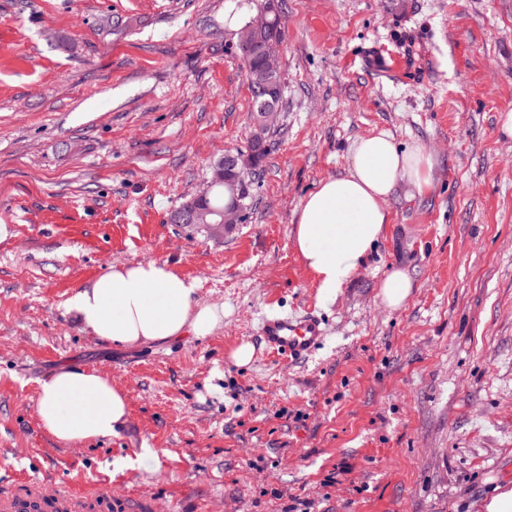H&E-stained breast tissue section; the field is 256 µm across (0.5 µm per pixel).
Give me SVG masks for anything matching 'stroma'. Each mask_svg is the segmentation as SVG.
Segmentation results:
<instances>
[{
	"mask_svg": "<svg viewBox=\"0 0 512 512\" xmlns=\"http://www.w3.org/2000/svg\"><path fill=\"white\" fill-rule=\"evenodd\" d=\"M234 5L0 0V481L143 512H486L512 490V0H278L280 121L246 221L210 236L170 217L256 133L227 23L261 0ZM379 130L432 155V187L388 198L382 238L327 300L294 249L297 214ZM147 260L223 308L212 335L117 347L69 308ZM395 269L412 288L393 309ZM304 309L321 343L267 356L261 322ZM64 366L123 392L116 436L41 426L40 384ZM380 288L383 301L389 307L397 308L405 302L410 293L411 279L405 271L395 269L387 274Z\"/></svg>",
	"mask_w": 512,
	"mask_h": 512,
	"instance_id": "stroma-1",
	"label": "stroma"
}]
</instances>
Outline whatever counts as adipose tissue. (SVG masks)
<instances>
[{"label":"adipose tissue","instance_id":"obj_1","mask_svg":"<svg viewBox=\"0 0 512 512\" xmlns=\"http://www.w3.org/2000/svg\"><path fill=\"white\" fill-rule=\"evenodd\" d=\"M434 161L422 145H398L386 131L356 141L343 176L322 180L300 205L293 245L321 296H335L373 251L389 222L386 200L400 185L424 194ZM196 282L168 263H130L78 289L69 306L94 336L135 346L192 334L211 335L224 312L195 300ZM128 412L124 394L90 369L62 368L40 385L37 414L63 442L115 435Z\"/></svg>","mask_w":512,"mask_h":512}]
</instances>
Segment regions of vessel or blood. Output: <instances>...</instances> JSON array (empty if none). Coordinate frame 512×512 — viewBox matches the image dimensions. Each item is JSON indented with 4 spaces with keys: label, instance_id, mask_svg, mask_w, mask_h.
<instances>
[{
    "label": "vessel or blood",
    "instance_id": "1",
    "mask_svg": "<svg viewBox=\"0 0 512 512\" xmlns=\"http://www.w3.org/2000/svg\"><path fill=\"white\" fill-rule=\"evenodd\" d=\"M324 334L321 319L307 310L295 317L265 320L261 335L267 350L288 361L306 357ZM106 495L69 483L26 479L0 490V512H96Z\"/></svg>",
    "mask_w": 512,
    "mask_h": 512
}]
</instances>
